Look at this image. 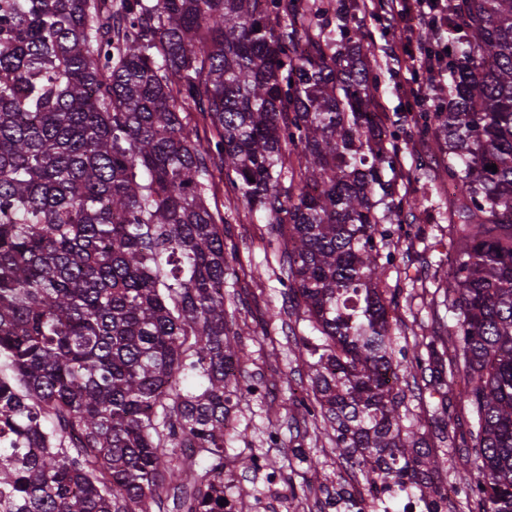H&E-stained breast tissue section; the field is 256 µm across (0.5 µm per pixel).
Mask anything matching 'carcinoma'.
<instances>
[{
  "label": "carcinoma",
  "mask_w": 512,
  "mask_h": 512,
  "mask_svg": "<svg viewBox=\"0 0 512 512\" xmlns=\"http://www.w3.org/2000/svg\"><path fill=\"white\" fill-rule=\"evenodd\" d=\"M360 11L0 0V512H224L230 463L267 466L224 448L258 387L225 309L212 166L288 257L310 333L300 408L338 456L372 488L408 475L442 497L400 384L426 368L443 405L459 375L475 417L459 481L476 512H512V0H449L448 96L415 103L457 197L433 309L451 323L410 355L381 285L422 202L395 191L406 116L380 133Z\"/></svg>",
  "instance_id": "cac0c4a2"
}]
</instances>
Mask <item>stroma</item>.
<instances>
[{"label":"stroma","mask_w":512,"mask_h":512,"mask_svg":"<svg viewBox=\"0 0 512 512\" xmlns=\"http://www.w3.org/2000/svg\"><path fill=\"white\" fill-rule=\"evenodd\" d=\"M404 30V24L400 23L385 34L379 23L372 21L358 31L363 52L373 68L382 74L374 99L381 111L387 113L406 111L412 103L411 98L400 92L401 85L410 79L409 71L401 67L396 76L386 74L391 61L388 49L402 41ZM417 156L427 162L428 177L413 175V159ZM443 159L434 138L416 135L409 138L400 154L397 193L411 198L424 195L432 204L430 210L415 211L411 223L420 235L414 241L399 242L394 265L384 277V287L413 298L411 306L399 309L401 322L396 334L403 347H413L433 330L430 300L441 274L436 263L448 252V226L455 210ZM206 199L211 211L228 221L224 245L236 271V280L225 283L224 289L231 296L229 311L237 321L248 324L240 338L250 356L245 365L248 377L279 384L286 380L299 383L308 372L307 355L302 347L308 325L298 321L287 289L278 282L285 259L272 241L265 217H246L243 202L226 192L220 174L214 175ZM272 309L278 313L273 321L268 318ZM407 402L412 413L424 423L425 437L442 461L439 482L449 483L455 475L466 471L467 464L461 454L438 439L440 414L424 381L410 384ZM235 425L242 438L234 442V449L250 444L280 474L273 487L260 475H236V487L260 497L261 504L255 512H336L339 498L364 491V479L359 471L338 459L331 433L325 431L322 423L304 420L302 412L289 403L286 391L252 399L249 408L238 413ZM298 449L319 456L323 463L317 475L311 476L312 490L308 493L302 490L303 469L295 463L294 452Z\"/></svg>","instance_id":"stroma-1"}]
</instances>
